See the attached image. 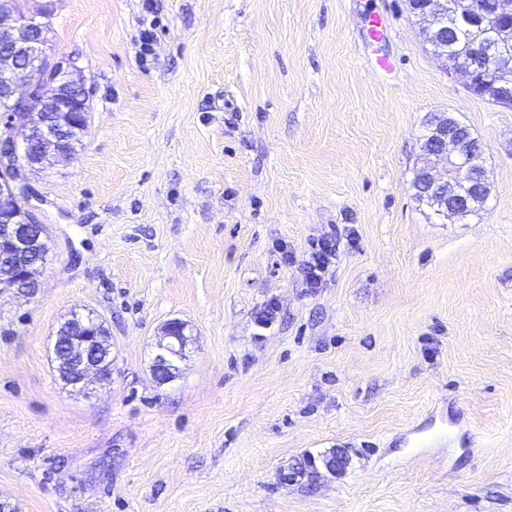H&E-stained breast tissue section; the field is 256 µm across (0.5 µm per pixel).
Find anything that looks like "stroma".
Returning a JSON list of instances; mask_svg holds the SVG:
<instances>
[{
  "label": "stroma",
  "instance_id": "1",
  "mask_svg": "<svg viewBox=\"0 0 512 512\" xmlns=\"http://www.w3.org/2000/svg\"><path fill=\"white\" fill-rule=\"evenodd\" d=\"M27 3L86 79L89 128L30 177L40 292L0 299V501L512 512V108L448 77L407 0ZM370 11L389 20L375 45ZM433 112L485 148L491 192L460 223L413 196ZM332 230L336 260L306 287ZM76 310L109 328L111 383L58 377ZM173 318L195 340L160 385ZM336 451L342 471L303 473ZM339 247L340 241L336 231L334 234L327 233L321 236L311 245L312 251L301 264L303 277L310 288H317L321 283L325 272L333 261L336 260ZM162 338L156 344L150 371L158 383L175 381L180 373V363L187 358L188 346L192 341V329L180 319H171L161 327Z\"/></svg>",
  "mask_w": 512,
  "mask_h": 512
}]
</instances>
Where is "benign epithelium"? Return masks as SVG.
<instances>
[{
  "label": "benign epithelium",
  "mask_w": 512,
  "mask_h": 512,
  "mask_svg": "<svg viewBox=\"0 0 512 512\" xmlns=\"http://www.w3.org/2000/svg\"><path fill=\"white\" fill-rule=\"evenodd\" d=\"M20 0H0V106L6 121L0 130V297L33 298L41 288V266L30 261L33 248L46 227L24 204L30 194L28 175L45 167L58 166L73 158L63 135L64 117L84 115L88 107V91L81 70L72 58L54 57L48 53L46 32L48 17L39 9L23 10ZM413 14L427 22L431 33L445 17H463L483 28H501L512 42V0H493L485 5L480 0H417ZM449 76L460 77L473 94L489 96L497 103L512 106V86L501 83L498 55L472 60L470 56L450 59L439 55ZM22 120L23 132L17 133L13 119ZM423 166L431 185L446 188L440 197V208L448 216L463 220V206L475 202L470 198L459 202V175L456 169L464 156L470 157L465 167L477 163L481 145L463 136L449 115L439 114L422 145ZM103 318L94 313L73 312L57 330L56 342L67 334L74 343L57 359L66 369L69 384L83 386L91 380L104 382L100 353L112 356V344L100 341L97 325ZM192 329L180 319H171L161 327V339L151 360L150 371L158 383L175 381L180 363L187 358Z\"/></svg>",
  "instance_id": "obj_1"
}]
</instances>
